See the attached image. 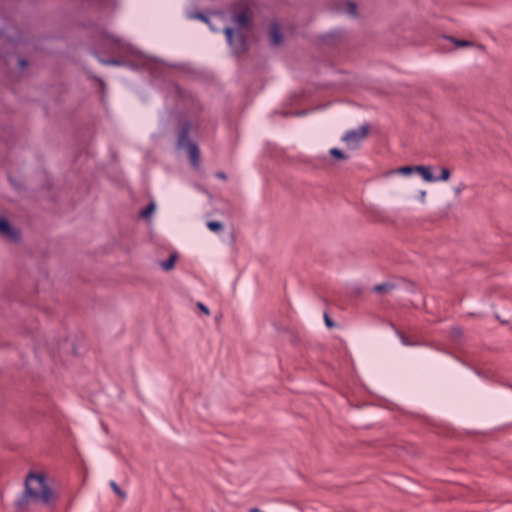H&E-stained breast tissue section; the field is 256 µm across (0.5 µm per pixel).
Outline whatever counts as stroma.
Returning a JSON list of instances; mask_svg holds the SVG:
<instances>
[{"instance_id": "1", "label": "stroma", "mask_w": 512, "mask_h": 512, "mask_svg": "<svg viewBox=\"0 0 512 512\" xmlns=\"http://www.w3.org/2000/svg\"><path fill=\"white\" fill-rule=\"evenodd\" d=\"M131 3L0 0V512H512L346 344L512 392V0ZM183 36L177 45L176 53L194 59L204 60L208 63H219L222 58L221 47L209 41L196 38L187 27L181 25Z\"/></svg>"}]
</instances>
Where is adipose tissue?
<instances>
[{
  "instance_id": "adipose-tissue-1",
  "label": "adipose tissue",
  "mask_w": 512,
  "mask_h": 512,
  "mask_svg": "<svg viewBox=\"0 0 512 512\" xmlns=\"http://www.w3.org/2000/svg\"><path fill=\"white\" fill-rule=\"evenodd\" d=\"M361 374L381 394L471 430L512 421V393L488 388L446 356L398 347L380 332L359 329L347 338Z\"/></svg>"
}]
</instances>
